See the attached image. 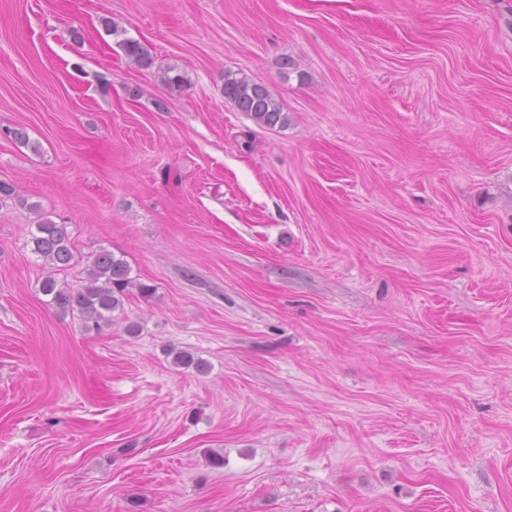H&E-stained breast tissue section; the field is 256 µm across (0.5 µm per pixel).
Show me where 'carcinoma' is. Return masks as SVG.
I'll list each match as a JSON object with an SVG mask.
<instances>
[{
  "mask_svg": "<svg viewBox=\"0 0 512 512\" xmlns=\"http://www.w3.org/2000/svg\"><path fill=\"white\" fill-rule=\"evenodd\" d=\"M120 46L139 66L148 68L152 65L150 53L140 42L124 39ZM160 83L173 94L181 92L187 80L182 74L172 76L165 72L160 76ZM222 92L224 99L259 126L284 127L288 124V115L267 87L242 72L224 74ZM30 235L34 253L43 258L45 264L57 271L70 265L73 254L66 225L43 217L37 221ZM133 289L144 299L155 293L154 286L131 276L126 260L106 249L94 255L80 286L74 288L62 283L53 273L45 276L40 284L50 307L62 313L77 312L88 331H98L111 323L113 313L124 310L125 300ZM173 364L187 369L193 367L198 372L205 370V363L188 352L176 353Z\"/></svg>",
  "mask_w": 512,
  "mask_h": 512,
  "instance_id": "carcinoma-1",
  "label": "carcinoma"
}]
</instances>
